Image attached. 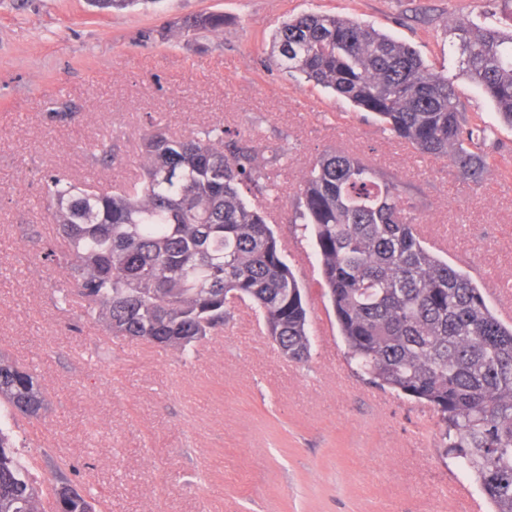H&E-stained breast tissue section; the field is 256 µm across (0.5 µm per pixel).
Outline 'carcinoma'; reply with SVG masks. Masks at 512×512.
<instances>
[{
	"mask_svg": "<svg viewBox=\"0 0 512 512\" xmlns=\"http://www.w3.org/2000/svg\"><path fill=\"white\" fill-rule=\"evenodd\" d=\"M186 31L217 32L205 12ZM459 67L512 125V32L462 22L452 29ZM270 60L374 114L393 136L480 180L488 130L468 121L453 79L429 69L409 45L338 15L281 23ZM141 173L112 192L45 177V202L72 289L114 336L188 355L224 331L249 302L265 335L290 360H307L304 288L284 261L265 212L247 196H273L257 148L213 125L174 137L158 124L142 135ZM96 159L113 163L103 138ZM401 183L361 157L319 156L303 177L292 222L311 230L322 288L347 353L368 380L429 405L440 447L461 460L492 512H512V324L481 289L420 240ZM45 398L34 373L0 356V412L37 419ZM56 512H98L91 489L50 486ZM43 489L0 425V512H41Z\"/></svg>",
	"mask_w": 512,
	"mask_h": 512,
	"instance_id": "obj_1",
	"label": "carcinoma"
}]
</instances>
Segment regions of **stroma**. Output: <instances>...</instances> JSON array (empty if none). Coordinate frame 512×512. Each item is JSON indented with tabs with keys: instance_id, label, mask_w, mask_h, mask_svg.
<instances>
[{
	"instance_id": "stroma-1",
	"label": "stroma",
	"mask_w": 512,
	"mask_h": 512,
	"mask_svg": "<svg viewBox=\"0 0 512 512\" xmlns=\"http://www.w3.org/2000/svg\"><path fill=\"white\" fill-rule=\"evenodd\" d=\"M224 15L222 32L181 21ZM374 25L454 78L493 151L512 153V125L460 74L450 29L512 28L500 0H140L99 12L86 0H0V354L32 368L47 408L11 422L42 487L78 478L105 512H487L477 487L438 448L428 406L363 381L349 364L310 236L290 224L302 177L322 153L367 158L406 186L440 257L501 291L512 306V172L480 182L419 154L331 90L267 63L274 31L305 13ZM187 136L221 123L261 144L279 207L269 222L307 289V362L281 355L253 311L190 356L112 335L85 315L66 270L44 261L56 231L44 207L55 173L113 190L140 173L149 120ZM114 137L118 162L95 160ZM465 495L441 493L447 477Z\"/></svg>"
}]
</instances>
